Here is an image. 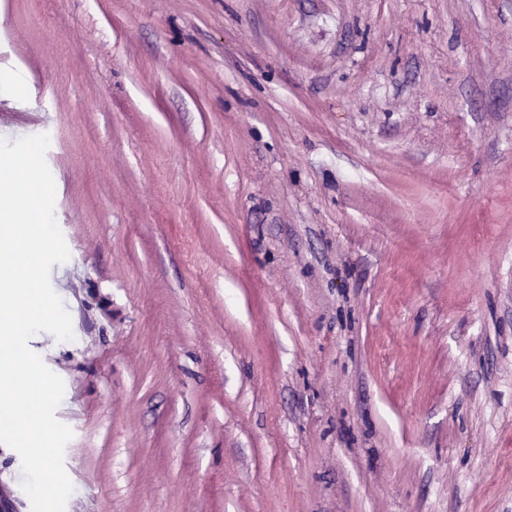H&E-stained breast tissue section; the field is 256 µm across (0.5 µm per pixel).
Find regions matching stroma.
Masks as SVG:
<instances>
[{"label": "stroma", "instance_id": "obj_1", "mask_svg": "<svg viewBox=\"0 0 512 512\" xmlns=\"http://www.w3.org/2000/svg\"><path fill=\"white\" fill-rule=\"evenodd\" d=\"M0 71L66 512H512V0H0Z\"/></svg>", "mask_w": 512, "mask_h": 512}]
</instances>
